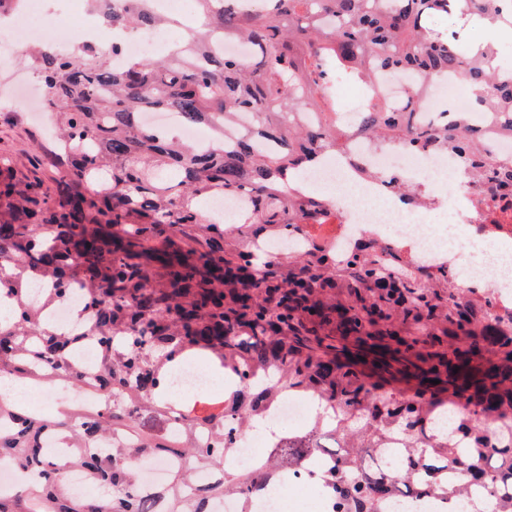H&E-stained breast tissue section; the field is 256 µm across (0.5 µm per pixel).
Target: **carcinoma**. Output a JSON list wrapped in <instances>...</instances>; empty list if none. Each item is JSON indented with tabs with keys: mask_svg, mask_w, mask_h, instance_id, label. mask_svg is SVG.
Here are the masks:
<instances>
[{
	"mask_svg": "<svg viewBox=\"0 0 512 512\" xmlns=\"http://www.w3.org/2000/svg\"><path fill=\"white\" fill-rule=\"evenodd\" d=\"M124 0L104 13L112 30L164 28L174 20ZM506 0H271L247 14L225 0H197L201 26L186 32L167 59L133 60L115 68L100 49L77 56L39 49L33 54L62 127L58 182L18 176L0 160V298L13 304L0 321V374L19 381L81 382L66 362L76 344L98 346L96 391L108 400L97 412L47 416L0 401V461L24 480L0 493V512H156L139 494L134 464L178 453L195 465L224 469L236 428L280 395L310 393L340 404L335 428L370 448L401 434L410 452L402 469L359 477L356 448L319 472L336 512H382L402 484L416 495L450 500L472 482L490 484L512 503V314L465 288L448 270L430 272L404 252L376 240L340 266L316 232L331 218L325 200L289 192L288 175L340 149L330 86L369 85V68L410 71L425 79L455 73L479 91V112L497 115L512 133V68H496L498 51L453 50L464 28H439L459 16L502 26ZM224 38L248 41L251 60L211 55ZM413 104L394 111L371 90L360 117L370 139L407 138L430 153L454 152L492 186L512 191V165L488 170L480 136L462 117L436 128ZM149 110H172L189 124L217 133L201 152L141 124ZM241 112L250 128L232 146L226 131ZM315 113L300 127L287 118ZM247 191L253 218L235 231L204 217L211 196ZM299 231L308 249L262 262L251 244ZM45 285L47 300L29 301L17 272ZM83 291L89 320L71 334L43 328L45 307ZM192 356H209L236 382L218 413L192 416L210 438L171 437L188 414L160 402L171 372ZM501 432L490 443L486 430ZM132 429L133 443L98 453L94 446ZM61 431L69 449L50 457L43 435ZM310 430L288 434L258 471L195 484L177 473L165 492L170 512H214L226 495L260 489L303 463L314 450ZM453 464V485L417 471L424 458ZM82 471L107 495L74 497L64 476Z\"/></svg>",
	"mask_w": 512,
	"mask_h": 512,
	"instance_id": "carcinoma-1",
	"label": "carcinoma"
}]
</instances>
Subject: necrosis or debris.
Returning a JSON list of instances; mask_svg holds the SVG:
<instances>
[{
    "label": "necrosis or debris",
    "instance_id": "1",
    "mask_svg": "<svg viewBox=\"0 0 512 512\" xmlns=\"http://www.w3.org/2000/svg\"><path fill=\"white\" fill-rule=\"evenodd\" d=\"M83 21L82 0H20L9 25L0 30V69L10 67L34 36L46 48L73 53L66 30ZM93 36L102 43L119 44V51L112 56L113 65L119 67L132 57L159 54L168 48L171 34L159 29L115 34L99 28ZM331 95L344 146L306 173L305 189L325 196L330 204L333 222L325 227L326 243L337 259L350 257L363 240L375 238L411 252L415 261L431 269H451L464 286L484 289L499 313H512V238L493 239L480 229L485 207L496 203L491 185L471 179L453 153L434 156L404 139L375 143L360 137L357 124L363 97L352 95L341 84ZM460 115L483 130L481 153L489 165L512 162V135L498 131L493 115L474 111L455 75L430 81L422 119L433 123ZM141 122L199 147L210 141L204 127L185 126L173 111L142 113ZM407 182L413 184L418 198L412 206L398 195L399 186ZM481 199L486 202L482 208L477 205ZM68 362L88 382L80 387L55 385L52 392L57 407L79 411L102 408L103 401L89 382L96 369V346L83 345ZM320 411L321 402L315 396L287 394L268 409L266 417L279 428L297 430L319 425ZM272 443L266 434L239 431L232 454L224 460L225 471L258 469ZM189 466V461L178 455L138 462V487L144 495L156 498L159 512H169L170 504L160 499L159 492L170 485L174 473ZM283 482L294 488V496L266 489L253 497H228L223 502L224 512H333L331 498L309 467L290 471Z\"/></svg>",
    "mask_w": 512,
    "mask_h": 512
}]
</instances>
